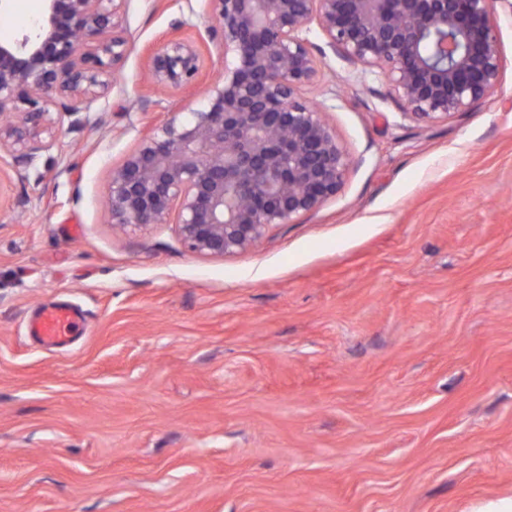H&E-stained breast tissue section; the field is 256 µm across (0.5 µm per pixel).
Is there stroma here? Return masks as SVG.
I'll return each instance as SVG.
<instances>
[{"instance_id":"obj_1","label":"stroma","mask_w":512,"mask_h":512,"mask_svg":"<svg viewBox=\"0 0 512 512\" xmlns=\"http://www.w3.org/2000/svg\"><path fill=\"white\" fill-rule=\"evenodd\" d=\"M43 0H11L0 39ZM208 0H127L130 51L81 124L0 166V512H474L512 503V0L495 91L417 123L319 27L305 98L344 147L335 197L252 249L125 233L109 174L191 91L145 51ZM22 200L13 208V200ZM85 328L47 350L43 306Z\"/></svg>"}]
</instances>
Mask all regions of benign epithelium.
<instances>
[{
    "label": "benign epithelium",
    "mask_w": 512,
    "mask_h": 512,
    "mask_svg": "<svg viewBox=\"0 0 512 512\" xmlns=\"http://www.w3.org/2000/svg\"><path fill=\"white\" fill-rule=\"evenodd\" d=\"M35 31L0 40V162L31 163L64 116L94 110L129 51L126 0H43ZM224 71L204 77L205 46L172 24L147 51L150 87L203 83L201 104L170 112L111 169L106 207L124 231L174 224L193 253L224 257L258 244L336 196L348 157L301 92L333 53L377 69L419 123L468 112L500 79L497 0H210Z\"/></svg>",
    "instance_id": "7a95c632"
}]
</instances>
